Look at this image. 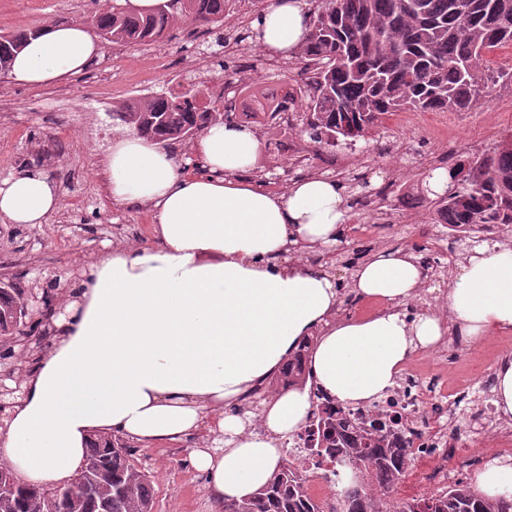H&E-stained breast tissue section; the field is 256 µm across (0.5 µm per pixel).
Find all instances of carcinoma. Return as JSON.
Returning a JSON list of instances; mask_svg holds the SVG:
<instances>
[{
  "label": "carcinoma",
  "instance_id": "carcinoma-1",
  "mask_svg": "<svg viewBox=\"0 0 512 512\" xmlns=\"http://www.w3.org/2000/svg\"><path fill=\"white\" fill-rule=\"evenodd\" d=\"M309 31L297 56L300 80L282 84L284 97L303 108L300 132L321 155L342 141L366 140L386 117L405 108L466 112L496 90L512 92V71H491L488 53L512 45V0H308ZM234 0H165L154 12L133 14L119 0H107L94 26L118 46L149 45L164 39L179 23L207 28L224 23ZM31 35L0 34V73ZM250 100L245 116L273 117L277 105L255 82L235 91ZM232 120L215 106L208 90L183 85L143 94L112 107V122L160 143L195 140L206 128ZM448 186H425L431 221L448 213L457 232H488L512 227V148H494L467 166L448 168ZM23 289L0 286V342L36 331L23 312ZM310 343H305L276 376L283 389L306 380ZM341 409L312 406L319 418V455L336 459V471L358 462L360 478L340 492L336 512H512V494L488 497L464 481L448 491L410 500L391 496L405 476L408 448L384 422L354 428L338 419ZM132 446L115 434L91 436L76 490L21 483L0 466V512H153V480L132 460ZM224 512H323L290 463L253 497L224 500Z\"/></svg>",
  "mask_w": 512,
  "mask_h": 512
}]
</instances>
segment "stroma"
I'll use <instances>...</instances> for the list:
<instances>
[{"mask_svg": "<svg viewBox=\"0 0 512 512\" xmlns=\"http://www.w3.org/2000/svg\"><path fill=\"white\" fill-rule=\"evenodd\" d=\"M105 3L0 0V33H18L45 21L87 24ZM205 38L202 29L181 25L152 46L103 44L101 58L65 86L32 88L0 74V178L25 171L48 142L54 151L43 169L61 192L59 208L46 223L20 227L0 217V274L24 288L35 282L55 284L61 297L78 285L88 263L112 248L151 251L159 246L149 208L116 205L106 195L103 164L112 141L106 104L183 81L211 88L226 81L277 84L298 77V60L266 70L264 54L248 40L241 44L240 59L230 51L199 53ZM245 59L250 68H242ZM404 117L401 111L388 116L369 140L358 141V154L347 156L350 171L367 179L370 189L388 181L412 189L425 183L443 157L456 162L475 153L477 146L490 149L512 136V93L493 92L487 103L467 112L430 113L429 126L412 131L402 127ZM373 205L388 218L371 241L355 239L346 230L338 244L340 261L333 273L343 285L340 308L347 318L370 310L349 287L353 269L376 249L411 248L413 236L430 227L428 210H413L392 198L374 200ZM506 355L512 356V331L471 343L444 362H434L427 349L415 358L423 362L424 374H444L449 382L459 383L493 372ZM202 445L198 435L136 442L135 464L154 477V512H221L205 474L192 463L193 451Z\"/></svg>", "mask_w": 512, "mask_h": 512, "instance_id": "1", "label": "stroma"}]
</instances>
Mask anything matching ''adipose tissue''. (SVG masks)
I'll return each mask as SVG.
<instances>
[{
	"label": "adipose tissue",
	"instance_id": "obj_1",
	"mask_svg": "<svg viewBox=\"0 0 512 512\" xmlns=\"http://www.w3.org/2000/svg\"><path fill=\"white\" fill-rule=\"evenodd\" d=\"M308 27L304 0H267L252 21L256 47L272 58L295 56ZM100 54L85 25L47 21L9 74L33 87L63 85ZM260 149L254 129L216 123L194 144L196 170L151 139L114 131L106 192L116 203L150 205L162 244L105 254L71 290L54 320L55 343L35 359L0 424V461L19 480L43 488L69 481L98 432L151 442L208 426L224 434V447L196 449L194 467L218 497L248 498L273 479L284 440L306 423L310 385L346 406L370 403L448 327L475 342L512 330L505 244L465 258L448 290L450 323L429 313L406 318L423 268L401 249L376 251L353 275L355 295L383 311L336 321L335 280L295 262L293 252L336 245L349 221L343 188L317 176L272 190L250 176ZM58 203L40 167L0 180V215L11 223H45ZM305 343L306 385L272 393L252 428L234 413L237 401Z\"/></svg>",
	"mask_w": 512,
	"mask_h": 512
}]
</instances>
